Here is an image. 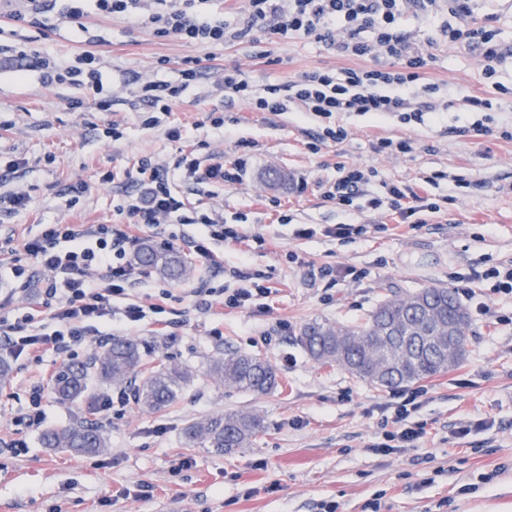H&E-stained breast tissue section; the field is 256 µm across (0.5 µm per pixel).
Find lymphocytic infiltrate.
Segmentation results:
<instances>
[{
	"mask_svg": "<svg viewBox=\"0 0 512 512\" xmlns=\"http://www.w3.org/2000/svg\"><path fill=\"white\" fill-rule=\"evenodd\" d=\"M28 2L27 11L16 13V20L54 11L75 21L92 9L102 15L132 18L159 36H172L188 44L219 46L263 29L283 40L314 39L343 57L373 59L370 67L307 70L286 84L261 90L242 71H225L220 82L225 96L246 103L252 111L280 115L295 105L314 118L320 134L308 145L313 154L325 143L347 137L339 115L391 116L409 126L448 109L441 86L421 81L428 54L401 29L402 16L417 0H246L248 22L240 28L202 15L196 0ZM425 8L430 19L441 12L448 14L450 22L442 29L444 36L453 43L465 40L474 44L484 59L485 80L495 83L504 49L496 28L472 22V0H426ZM34 65L49 84L70 82L96 91L103 86L101 61L90 51L72 59L40 55ZM198 74L195 60L190 59L179 80L152 77L142 81L137 88L141 126L157 127L161 116L171 112ZM238 147V156L230 162L215 152H183L169 169L152 158H140L137 188L122 206L126 223L43 225L39 234L24 243L23 256L14 257L9 266L0 269V274L18 287L26 289L37 281L43 286L40 298L30 302L24 315L13 320L0 316V347L16 359L31 356L39 361L53 353L73 360L79 351L101 344L107 333H121L149 317L162 321L175 299L169 289H160L147 304L126 300L129 290L142 281V271L131 258L140 246V231L150 230L165 246L182 241L202 263L215 268L224 265L225 244L265 248L263 235L244 234L237 225L225 223L218 211L191 212L174 188L178 181L201 190L241 183L254 144L242 140ZM375 176L372 170L338 165L336 177L320 182L321 196L344 210L355 200H362L364 209L391 212L399 223L416 229L425 224L428 215L440 212L442 205L453 203L456 190L482 187L476 180L449 178L443 170L424 176L421 190L379 183ZM448 180L453 183V193L437 195V188ZM239 279L237 288L194 289V307L208 310L219 304L244 308L267 296L259 275L243 272ZM410 415V408L400 405L392 418L393 430L374 443V450L393 453L416 447L425 430L423 425L409 424Z\"/></svg>",
	"mask_w": 512,
	"mask_h": 512,
	"instance_id": "lymphocytic-infiltrate-1",
	"label": "lymphocytic infiltrate"
}]
</instances>
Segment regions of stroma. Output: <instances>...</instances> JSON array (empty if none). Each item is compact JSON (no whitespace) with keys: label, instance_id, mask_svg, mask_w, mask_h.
<instances>
[{"label":"stroma","instance_id":"obj_1","mask_svg":"<svg viewBox=\"0 0 512 512\" xmlns=\"http://www.w3.org/2000/svg\"><path fill=\"white\" fill-rule=\"evenodd\" d=\"M17 0H0V44L24 48L27 58L0 56V154L20 155L27 169L0 182V192L26 191L29 211L0 216V259L22 253L23 244L43 224H122L119 208L133 191L136 162L152 157L171 165L179 152L238 154L237 141L255 148L241 184L207 195L190 185L181 192L193 206L224 214L244 232L275 240L265 251L224 248L222 272L195 264L190 278L170 282L183 298L175 324L129 329L127 338L150 344L154 358L189 365L194 379L184 395L152 413L127 404L101 419L77 402L62 405L45 393L41 427H26L30 393L38 380L52 381L61 359L45 357L26 367L10 361L0 387V512H321L326 501L339 512H512V295L493 290L486 273L512 264V141L496 132L512 127V95H501L483 77L478 49L451 43L423 18L408 14L403 31L431 56L424 79L451 89L477 91L492 98L491 135H463L473 120L461 103L450 104L440 120L404 126L372 114H346V139L319 153L307 144L316 124L300 112L273 116L250 111L243 102H225L218 86L225 69L237 67L257 85L282 84L315 68L339 70L369 66L366 58H345L312 40L283 41L265 32L221 46L189 45L161 37L132 18L91 14L81 24L55 15L43 21L12 18ZM474 15H494L507 54L500 80L512 84V0H475ZM91 51L103 59V84L111 109L99 107L84 88L42 82L29 56L49 52L70 58ZM199 62L200 76L161 126H140L128 102L135 77L177 79L186 59ZM81 108H71L72 100ZM221 109L225 131L207 125L206 115ZM118 122L119 140L103 130ZM184 129L170 141L166 128ZM377 134L406 136L411 153L384 157L373 153ZM340 164L375 170L378 178L415 184L433 170L484 181L480 190L459 194L446 211L414 230L381 229L380 215L346 212L320 195V181L334 177ZM284 173L282 182L268 178ZM112 174L103 182V174ZM304 193H295L298 178ZM83 182L80 198L69 191ZM279 199L272 208L269 198ZM291 221L278 223L279 213ZM355 222L362 234L345 240L325 236L334 224ZM316 230L308 239L296 228ZM334 268L336 276L325 275ZM266 276L271 289L263 305L198 310L186 293L212 285L234 286V270ZM426 287L456 292L470 318L463 361L417 387L377 388L344 369L315 363L297 341L307 321L350 326L392 293ZM258 355L278 369L281 388L265 394L215 383L213 358L225 348ZM421 390L410 423H423L427 435L418 447L397 453L375 452L383 422ZM256 411L266 429L245 448L218 454L188 446L187 426L197 418ZM100 424L109 441L102 455L72 456L43 447L45 428L78 418ZM468 435H459L461 426ZM192 459V468L172 474L175 460ZM274 483L279 490L246 497L250 487ZM153 488L141 496L143 485Z\"/></svg>","mask_w":512,"mask_h":512}]
</instances>
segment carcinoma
I'll list each match as a JSON object with an SVG mask.
<instances>
[{"label": "carcinoma", "instance_id": "carcinoma-1", "mask_svg": "<svg viewBox=\"0 0 512 512\" xmlns=\"http://www.w3.org/2000/svg\"><path fill=\"white\" fill-rule=\"evenodd\" d=\"M137 260L172 281L194 273L193 265L180 255L162 253L149 245L140 249ZM468 331V315L454 292L429 287L384 299L358 325L307 322L299 330L298 342L321 366H339L371 385L394 388L445 373L459 364ZM148 357L137 342L114 337L101 345L90 362L64 365L53 382V393L63 403L84 400L92 404L98 398L97 380L130 392L140 409L159 411L178 400L194 372L177 363L149 368ZM209 373L220 383L246 392L262 394L281 386L270 361L230 349L211 361ZM262 426L263 417L256 412L222 413L191 423L186 438L192 447L231 451L247 447ZM41 441L46 448L72 455L103 453L108 448L103 431L84 421L48 428Z\"/></svg>", "mask_w": 512, "mask_h": 512}]
</instances>
